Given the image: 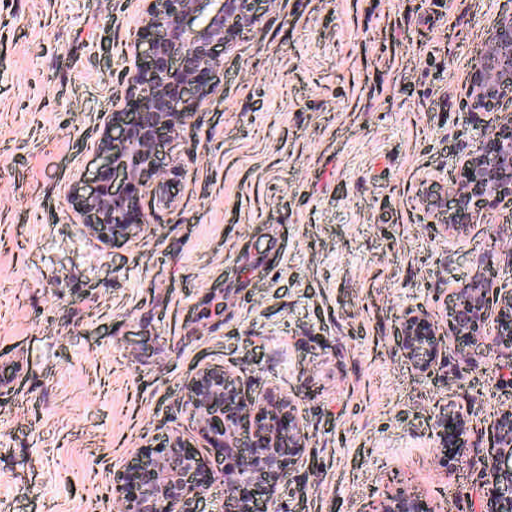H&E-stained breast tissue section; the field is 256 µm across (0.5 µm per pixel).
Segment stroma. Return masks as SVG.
I'll use <instances>...</instances> for the list:
<instances>
[{
	"mask_svg": "<svg viewBox=\"0 0 512 512\" xmlns=\"http://www.w3.org/2000/svg\"><path fill=\"white\" fill-rule=\"evenodd\" d=\"M142 0H0V512H115L112 475L177 432L195 371L295 399L310 434L279 512H364L398 488L477 512L490 423L512 405V353L449 338L404 358L410 308L494 255L512 287V203L461 235L426 210L474 127L464 84L512 0H256L218 52L216 93L157 149L142 231L105 245L71 187L92 181L104 116L142 61ZM471 366L460 371V353ZM469 409L470 452L436 461L438 408Z\"/></svg>",
	"mask_w": 512,
	"mask_h": 512,
	"instance_id": "obj_1",
	"label": "stroma"
}]
</instances>
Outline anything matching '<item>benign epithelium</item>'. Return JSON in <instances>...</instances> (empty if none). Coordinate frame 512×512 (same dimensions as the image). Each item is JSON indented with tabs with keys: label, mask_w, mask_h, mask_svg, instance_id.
<instances>
[{
	"label": "benign epithelium",
	"mask_w": 512,
	"mask_h": 512,
	"mask_svg": "<svg viewBox=\"0 0 512 512\" xmlns=\"http://www.w3.org/2000/svg\"><path fill=\"white\" fill-rule=\"evenodd\" d=\"M204 0H146L145 54L150 66L135 71L127 95L138 103L135 119L121 109L110 113L98 142L102 164L93 183L71 189L87 233L102 243L130 241L138 192L157 173L158 136L176 133L192 108L209 100L214 88L202 76L216 64V45L229 43L238 29L257 22L253 0H216L219 7L202 27L194 26ZM512 88V12L499 16L489 46L472 70L465 94L473 112L493 109L501 91ZM429 195V207L446 214L443 229L453 234L499 202L512 201V120L477 129L473 149L460 162L450 189ZM493 263L452 288L448 328L441 331L419 309L405 311L401 348L416 370L428 373L447 350L448 333L483 338L492 349L512 350V290L505 293L491 274ZM190 419L209 448L224 453V512H276V491L284 471L304 455L310 440L295 401L288 396L253 397L226 371L206 366L191 380ZM469 413L444 412L435 423L438 464L448 470L470 448ZM494 443L486 450L484 512H512V474L498 483L499 467L512 462V408L492 423ZM137 465L113 474L120 512H188L205 495L214 476L175 436L136 452ZM368 512H426L419 499L398 490L368 505Z\"/></svg>",
	"instance_id": "1"
}]
</instances>
